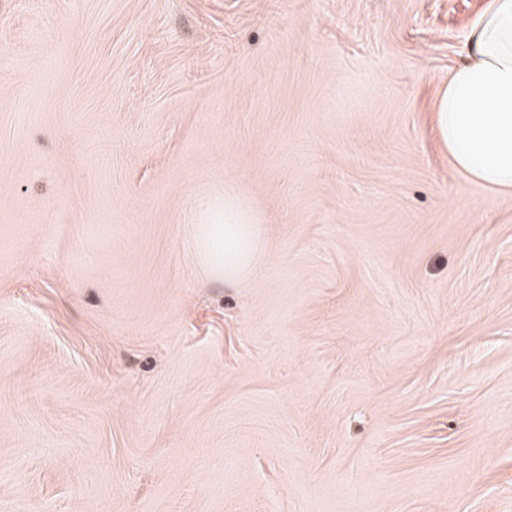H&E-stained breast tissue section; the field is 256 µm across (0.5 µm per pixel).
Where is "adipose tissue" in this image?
I'll list each match as a JSON object with an SVG mask.
<instances>
[{"label": "adipose tissue", "mask_w": 512, "mask_h": 512, "mask_svg": "<svg viewBox=\"0 0 512 512\" xmlns=\"http://www.w3.org/2000/svg\"><path fill=\"white\" fill-rule=\"evenodd\" d=\"M466 59L448 75L437 127L454 168L492 188H512V0H492L471 25ZM259 227L224 192V221L196 229V245L225 281L256 257Z\"/></svg>", "instance_id": "obj_1"}]
</instances>
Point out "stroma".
<instances>
[{"label":"stroma","instance_id":"35a3bbf8","mask_svg":"<svg viewBox=\"0 0 512 512\" xmlns=\"http://www.w3.org/2000/svg\"><path fill=\"white\" fill-rule=\"evenodd\" d=\"M488 2L0 0V512H512V189L435 119ZM259 227L239 206L231 189L224 190V224H199L196 245L211 266L224 272L231 282L242 274L256 257Z\"/></svg>","mask_w":512,"mask_h":512}]
</instances>
